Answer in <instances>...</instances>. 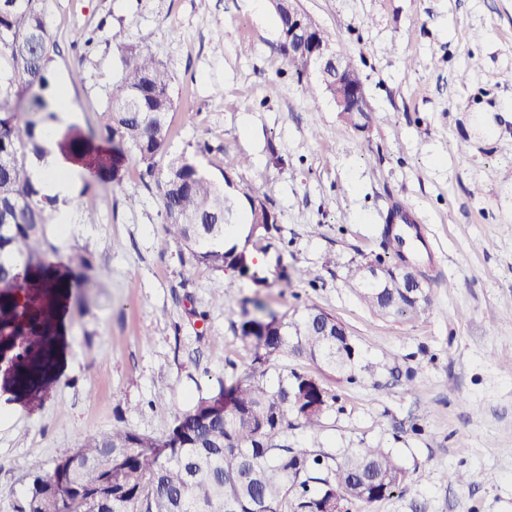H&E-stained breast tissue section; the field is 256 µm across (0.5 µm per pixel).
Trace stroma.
<instances>
[{
    "instance_id": "1",
    "label": "stroma",
    "mask_w": 512,
    "mask_h": 512,
    "mask_svg": "<svg viewBox=\"0 0 512 512\" xmlns=\"http://www.w3.org/2000/svg\"><path fill=\"white\" fill-rule=\"evenodd\" d=\"M38 5L73 130L97 128L117 44L148 47L175 101L157 177L208 142L200 166L274 213L271 248L252 252L282 261L289 283L258 288L203 266L184 281L189 255L164 234L156 186L134 167L96 185L95 223L76 210L49 235L55 262L80 251L96 271L63 309L60 375L29 403L0 392V512H15L32 460L115 427L164 438L198 397L254 369L304 371L336 396L322 431L289 430L293 446L398 456L404 483L370 512H512V0H301L360 72L363 130L288 66L271 0ZM400 202L429 254L428 305L412 321L373 314L343 279L349 263L383 256ZM247 299L334 315L378 379L350 383L289 354L256 362L239 331Z\"/></svg>"
}]
</instances>
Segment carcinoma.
I'll return each instance as SVG.
<instances>
[{
	"label": "carcinoma",
	"instance_id": "cac0c4a2",
	"mask_svg": "<svg viewBox=\"0 0 512 512\" xmlns=\"http://www.w3.org/2000/svg\"><path fill=\"white\" fill-rule=\"evenodd\" d=\"M275 12L280 52L301 77L305 71L288 57V3L277 0ZM116 50L122 70L106 90L99 128L68 142L69 159L114 180L134 166L142 180L156 181L165 233L191 256L183 280L204 265L269 284L248 245L275 229L274 215L262 199L247 196L248 233L244 244L229 246L234 202L195 159L172 160L164 179L155 180L168 146L172 77L147 47L119 43ZM57 52L37 0H0V362L8 370L0 387L17 398L37 395L55 376L60 299L71 287L69 272L93 269L81 252L70 256V268L55 267L47 226L57 198L42 193L30 176L46 154L40 124L55 118L58 97L48 88ZM19 96L25 103L14 109L10 99ZM92 195V185H84L82 211L89 224L95 223ZM404 209L395 211L403 224L383 228L387 258L377 264L389 286L361 282V262L348 266L345 282L379 315L414 320L425 312L426 296L410 298L398 284L400 264L421 263L409 243L415 225L406 223ZM253 307L239 330L264 357L290 353L349 382L374 372L362 364L357 344L335 316L308 308L269 320L264 305L255 301ZM265 376L251 373L198 398L164 441L114 428L82 439L78 465L70 471L33 461L31 487L16 512H368L400 488L405 471L387 448H356L338 460L320 449L288 445V429L322 427L336 396L303 371L283 372L274 384Z\"/></svg>",
	"mask_w": 512,
	"mask_h": 512
}]
</instances>
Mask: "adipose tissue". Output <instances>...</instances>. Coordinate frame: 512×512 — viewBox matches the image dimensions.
I'll use <instances>...</instances> for the list:
<instances>
[{
	"mask_svg": "<svg viewBox=\"0 0 512 512\" xmlns=\"http://www.w3.org/2000/svg\"><path fill=\"white\" fill-rule=\"evenodd\" d=\"M75 119L71 108L61 107L56 111V119L45 132L44 141L47 153L45 157L33 165L31 179L44 193L57 197L58 209L55 221L59 224H70V199L73 195L75 182L84 173L83 168L72 164L56 147V132Z\"/></svg>",
	"mask_w": 512,
	"mask_h": 512,
	"instance_id": "obj_1",
	"label": "adipose tissue"
}]
</instances>
